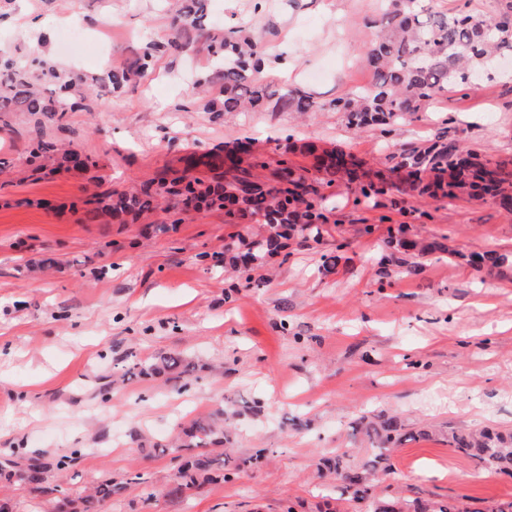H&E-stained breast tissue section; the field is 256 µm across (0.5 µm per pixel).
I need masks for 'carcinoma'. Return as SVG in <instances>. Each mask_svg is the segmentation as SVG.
Instances as JSON below:
<instances>
[{
  "mask_svg": "<svg viewBox=\"0 0 512 512\" xmlns=\"http://www.w3.org/2000/svg\"><path fill=\"white\" fill-rule=\"evenodd\" d=\"M207 2L176 0L171 35L166 41L152 42L129 65L113 67L98 75L62 71L41 52L1 54L0 115L25 112L60 119L78 108L88 110L101 93L121 92L135 86L156 55L182 52L192 46L199 53L220 58V65L199 80V86L206 87L208 93L201 103L205 112L246 109L312 112L327 107L342 113L352 128H376L380 136L390 138L401 121L417 112L422 104L450 89L462 90L479 73L489 79L495 77L493 58L512 56V0H506L504 10L493 17L467 11L452 16L432 13L420 5V0H382L377 39L366 53L376 81L324 106L299 88H290L277 96L258 84L252 77V71L260 63L257 41L241 30L221 33L205 29ZM32 141L33 159L56 151V145L44 140L38 132ZM308 153L314 157L327 183L342 177L357 179L360 195L367 201L396 190L385 179L369 176L363 171L362 161L351 154L332 151L318 154L313 148ZM243 163V157L234 148L198 158L190 155L186 158L187 167H207L212 173L209 179L191 176L185 170L147 182L133 192L111 190L95 194L86 201L87 216L91 220L129 216L137 221L153 212L160 199L173 201L181 210L223 209L228 200L239 215L260 216L267 227L266 234L254 242L255 249L245 252L233 246L225 249L229 264L249 281L265 254L277 250L280 240L290 236L296 227L320 239L324 214L308 199L315 189L304 178L295 177L288 158L280 160L279 168L268 182L251 173L253 168L265 167V162L256 159L248 168ZM394 168L406 172L408 189L421 197L455 199L464 193L472 197L489 196L501 209L512 212V162L488 160L472 151L465 153L455 142L439 137L423 147L402 152ZM395 233L397 251L404 254L402 258H394L400 265L432 251L430 244L402 238L401 224ZM194 369L193 363L174 354L158 357L150 367L156 374H169L176 379L191 374ZM354 431L368 438L376 454L358 469L351 464L346 451L326 460V469L340 481V496L353 501L367 500L372 512H463L454 500L430 507L419 501L410 503L397 497L375 495L370 476L379 460L405 441V434L395 416L376 420L363 416ZM231 443L224 409L191 420L189 426L164 444L177 453L192 452L191 459L175 469L166 495L178 497L199 490L217 474L230 478L241 465L239 458L226 452ZM448 443L455 451L512 478V432L453 431L448 435ZM46 468L47 464L33 460L27 467L15 469L5 459L0 461V476L7 483L21 482L44 493ZM125 488V482L108 479L84 490L79 498V512H101L103 503L122 495Z\"/></svg>",
  "mask_w": 512,
  "mask_h": 512,
  "instance_id": "cac0c4a2",
  "label": "carcinoma"
}]
</instances>
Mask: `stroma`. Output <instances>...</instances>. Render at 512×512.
Wrapping results in <instances>:
<instances>
[{
  "instance_id": "stroma-1",
  "label": "stroma",
  "mask_w": 512,
  "mask_h": 512,
  "mask_svg": "<svg viewBox=\"0 0 512 512\" xmlns=\"http://www.w3.org/2000/svg\"><path fill=\"white\" fill-rule=\"evenodd\" d=\"M43 23L18 24L16 0H0V48L57 49L78 23L86 40L57 61L94 71L132 62L171 31L166 0H26ZM378 0H209L206 26L242 29L258 41L270 89L297 87L325 102L370 85L366 49L378 33ZM210 64L195 53L160 54L133 90L101 98L91 112L45 123L89 170H64L59 156L25 158L34 117L0 124V458L53 461L52 492L10 486V512H57L58 493L76 499L108 478L127 480L102 512H368L339 499L321 477V458L352 451L361 416H399L408 438L379 466L378 488L424 503L458 499L465 512L512 502V479L450 448L448 434L512 431V273L473 262L494 251L512 258V213L491 200L409 193L363 202L356 183L325 185L313 160L285 155L288 143H316L362 159L366 170L402 182L391 155L439 136L494 161H512V78L481 80L437 96L396 135L348 127L340 113L184 111ZM249 140L271 176L282 157L306 169L326 217L320 240L296 232L251 280L224 257L227 241L261 230L253 217L191 210L181 223L89 221L92 186L133 190L179 168L188 153ZM439 249L411 270L381 265L388 232ZM337 252L333 270L321 256ZM177 353L198 366L182 381L140 375L112 387L113 374ZM223 363L216 376L208 364ZM224 406L235 456L266 449L245 468L174 499L165 496L175 462L156 444L194 415ZM305 427L294 430L293 420ZM63 468H56V461ZM155 490L145 500L146 490Z\"/></svg>"
}]
</instances>
